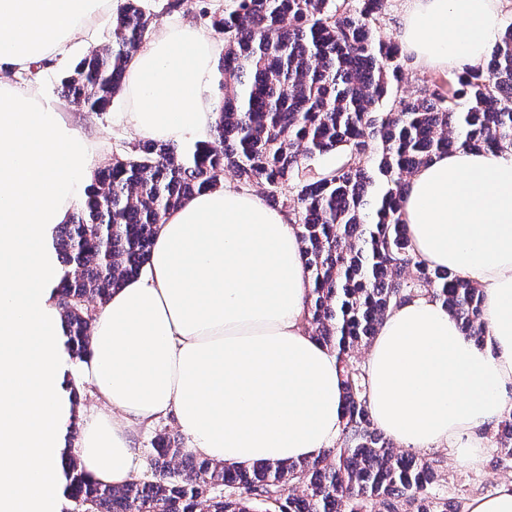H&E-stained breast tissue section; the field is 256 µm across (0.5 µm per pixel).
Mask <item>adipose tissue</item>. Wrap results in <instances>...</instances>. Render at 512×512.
<instances>
[{
  "label": "adipose tissue",
  "instance_id": "adipose-tissue-1",
  "mask_svg": "<svg viewBox=\"0 0 512 512\" xmlns=\"http://www.w3.org/2000/svg\"><path fill=\"white\" fill-rule=\"evenodd\" d=\"M506 0H406L398 38L435 69L482 64ZM112 0H0V512H54L62 330L46 241L90 184L95 144L47 99L37 68L96 43ZM222 46L193 26L155 29L125 67L124 117L156 140H209ZM401 215L415 256L483 298L486 341L467 339L420 293L390 308L364 367L374 424L398 446L448 448L479 464L512 410V154L456 150L417 168ZM310 274L297 227L262 196L225 185L158 225L143 275L113 290L84 361L105 415L74 453L120 486L135 426L173 415L214 462L310 460L341 432L335 354L307 328Z\"/></svg>",
  "mask_w": 512,
  "mask_h": 512
}]
</instances>
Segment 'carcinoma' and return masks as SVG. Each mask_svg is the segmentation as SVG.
Returning a JSON list of instances; mask_svg holds the SVG:
<instances>
[{"label":"carcinoma","mask_w":512,"mask_h":512,"mask_svg":"<svg viewBox=\"0 0 512 512\" xmlns=\"http://www.w3.org/2000/svg\"><path fill=\"white\" fill-rule=\"evenodd\" d=\"M388 0H229L211 12L224 37L219 145L181 149L142 140L98 167L70 223L57 227L65 270L55 287L72 356L90 354L99 312L149 259L153 233L186 197L224 184L261 185L290 209L311 274L308 323L336 353L344 426L311 460L214 463L158 435L143 477L120 487L92 480L73 456L67 494L77 512H466L463 497L433 491L424 457L396 452L370 416L364 366L389 308L417 292L442 302L464 335L486 333L480 289L411 252L400 211L407 179L456 150H512V21L486 65L439 78L414 98L382 105L407 56L375 34ZM142 0H124L107 44L62 79L65 97L105 112L123 89L127 60L158 24ZM338 153L334 168L314 165ZM495 464L512 461V411L495 434Z\"/></svg>","instance_id":"1"}]
</instances>
